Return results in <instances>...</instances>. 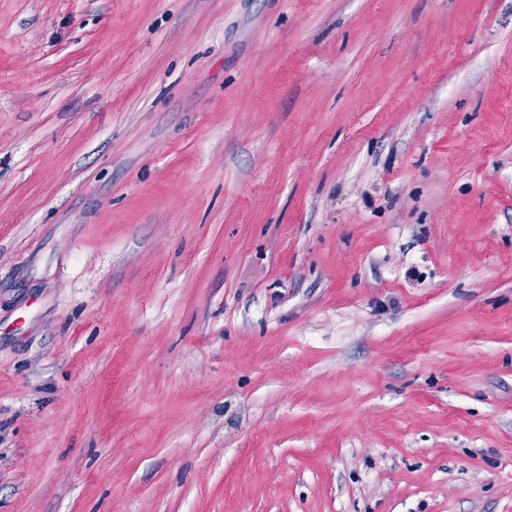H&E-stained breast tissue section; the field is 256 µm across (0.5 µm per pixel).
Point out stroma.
Instances as JSON below:
<instances>
[{
	"label": "stroma",
	"instance_id": "stroma-1",
	"mask_svg": "<svg viewBox=\"0 0 512 512\" xmlns=\"http://www.w3.org/2000/svg\"><path fill=\"white\" fill-rule=\"evenodd\" d=\"M0 512H512V0H0Z\"/></svg>",
	"mask_w": 512,
	"mask_h": 512
}]
</instances>
